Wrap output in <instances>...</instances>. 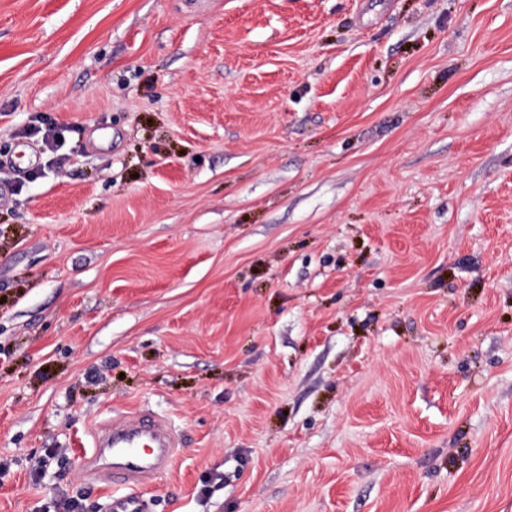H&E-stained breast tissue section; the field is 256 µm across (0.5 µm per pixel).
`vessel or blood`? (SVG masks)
Returning <instances> with one entry per match:
<instances>
[{"mask_svg":"<svg viewBox=\"0 0 512 512\" xmlns=\"http://www.w3.org/2000/svg\"><path fill=\"white\" fill-rule=\"evenodd\" d=\"M177 454L168 423L137 414L94 433L81 466L87 481L109 489L108 512H145L141 488L168 470Z\"/></svg>","mask_w":512,"mask_h":512,"instance_id":"b4317fda","label":"vessel or blood"}]
</instances>
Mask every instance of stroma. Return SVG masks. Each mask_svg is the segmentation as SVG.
<instances>
[{
	"mask_svg": "<svg viewBox=\"0 0 512 512\" xmlns=\"http://www.w3.org/2000/svg\"><path fill=\"white\" fill-rule=\"evenodd\" d=\"M23 149L0 512L140 412L147 512H512V0H0Z\"/></svg>",
	"mask_w": 512,
	"mask_h": 512,
	"instance_id": "35a3bbf8",
	"label": "stroma"
}]
</instances>
